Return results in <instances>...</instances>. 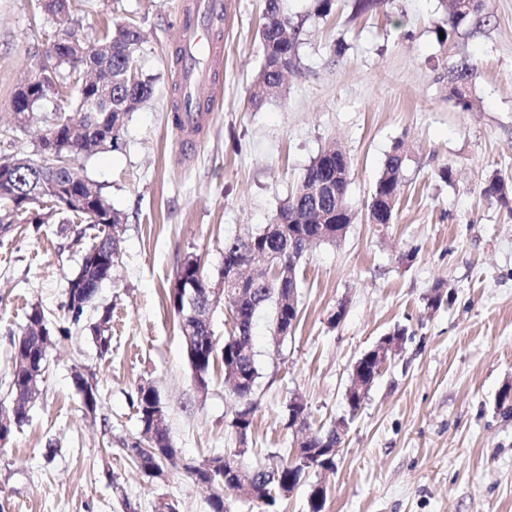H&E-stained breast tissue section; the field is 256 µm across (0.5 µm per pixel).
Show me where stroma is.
I'll return each mask as SVG.
<instances>
[{
	"mask_svg": "<svg viewBox=\"0 0 512 512\" xmlns=\"http://www.w3.org/2000/svg\"><path fill=\"white\" fill-rule=\"evenodd\" d=\"M184 3L72 6V28L88 47L105 29L138 26L133 66L153 95L130 112L116 147L75 162L123 218L112 277L87 311L111 309L112 353L100 357L86 330L55 337L27 422L0 441V512H154L161 498L178 512H209L207 492L181 466L151 478L124 451L140 433L134 401L143 383L160 394L171 443L187 460L287 461L297 439L284 409L296 397L312 428L347 419L335 471L311 470L275 512H308L317 483L327 488L325 512H512V417L496 408L512 386V210L483 195L495 176L512 189V0H486L452 32L441 0H385L359 16L354 0H333L325 15L319 0H282L300 26L298 69L258 108L249 93L264 0H224V81L189 148L172 123ZM55 31L35 0H0V155L35 156L46 119L78 111L77 100L48 98L26 129L10 121L13 96L45 61ZM463 61L476 68L468 110L448 85ZM399 142L406 159L394 219L370 223V194ZM333 143L350 160L354 219L340 240L300 259L292 336L274 338L271 309L258 314L257 408L242 437L221 372L197 390L167 294L185 257L217 277L225 239L273 223ZM447 168L449 181L440 176ZM93 235L76 224L61 232L55 216L0 231V406L11 404L13 337L35 305L53 326L66 325L67 281ZM439 283L451 301L428 308ZM339 306L342 320L330 322ZM397 325L407 331L402 351L350 415L356 360ZM78 372L98 387L96 413L83 406Z\"/></svg>",
	"mask_w": 512,
	"mask_h": 512,
	"instance_id": "obj_1",
	"label": "stroma"
}]
</instances>
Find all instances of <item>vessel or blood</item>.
Segmentation results:
<instances>
[{
	"instance_id": "vessel-or-blood-1",
	"label": "vessel or blood",
	"mask_w": 512,
	"mask_h": 512,
	"mask_svg": "<svg viewBox=\"0 0 512 512\" xmlns=\"http://www.w3.org/2000/svg\"><path fill=\"white\" fill-rule=\"evenodd\" d=\"M223 13V0H191L182 11L177 70L180 95L175 110L181 117L177 130L184 136L201 129L200 96L220 73L222 49L212 40L211 31Z\"/></svg>"
}]
</instances>
